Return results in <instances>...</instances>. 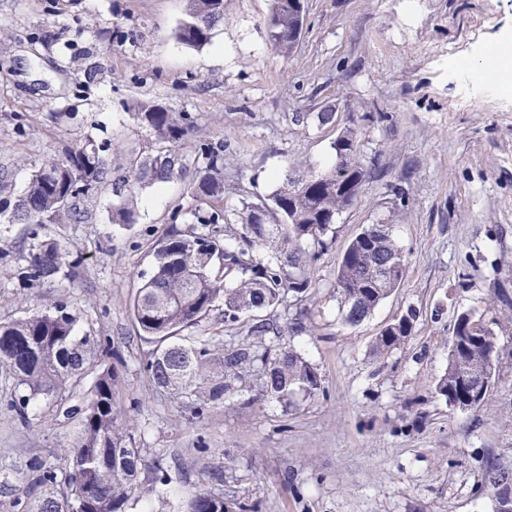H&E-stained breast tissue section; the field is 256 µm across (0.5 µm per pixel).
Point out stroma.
<instances>
[{"label":"stroma","instance_id":"obj_1","mask_svg":"<svg viewBox=\"0 0 512 512\" xmlns=\"http://www.w3.org/2000/svg\"><path fill=\"white\" fill-rule=\"evenodd\" d=\"M186 6L0 0V321L59 300L77 312L78 335L111 345L116 406L135 447L168 476L143 480V512H178L216 467L225 501L244 512H493L476 485L483 454L512 467V310L496 304L500 289L512 290V96L476 92L449 70L512 41V0H419L413 11L408 0H306L303 34L287 54L267 39L271 0H225L200 48L176 38ZM143 102L193 121L184 158L200 142L223 143L228 207L270 195L287 174L328 168L342 130L357 129L365 154L377 155L385 180L364 186L311 270L306 332L281 338L323 379V393L298 410L245 387L191 420L143 369L149 346L129 304L173 214L195 205L188 181L139 188L127 226L112 221L111 189L90 193L84 223L44 229L78 259L76 280L15 277L31 227L9 217L31 171L90 137L107 146L111 178L125 176L130 153L153 144L133 116ZM369 112L389 119L365 122ZM389 181L403 184L406 206ZM380 220L393 226L406 275L351 326L336 266L350 239ZM410 306L420 311L412 336L376 352L375 337ZM469 308L498 318L501 360L483 406L459 411L432 392L452 315ZM93 381L39 397L24 419L14 380L0 374V512H12L33 461L62 465L70 424L59 406L77 404Z\"/></svg>","mask_w":512,"mask_h":512}]
</instances>
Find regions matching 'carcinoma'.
Listing matches in <instances>:
<instances>
[{
  "mask_svg": "<svg viewBox=\"0 0 512 512\" xmlns=\"http://www.w3.org/2000/svg\"><path fill=\"white\" fill-rule=\"evenodd\" d=\"M305 12L304 0H273L267 20L270 44L287 53L296 43L293 25ZM224 17V0H188L186 18L177 37L187 46H201ZM155 140L154 149L129 157V177L112 182L119 203L113 205L117 224L136 223L130 206L136 187L167 183L192 171L190 189L196 202L208 207L177 212L172 220L189 225L173 228L155 251L150 275L130 303L138 333L156 343L147 352L143 368L150 382L195 418L207 407L224 403L237 384L251 378L261 395L286 408L323 391L318 368L300 352L276 341L283 332L298 336L306 330L305 315L290 314L288 300L303 301L315 287L311 270L336 242V220L352 207L365 183L375 178L378 164L363 154L358 131L347 129L333 142L330 168L301 178H288L281 187L256 201L224 208V144L201 143L187 164L176 148L194 132L192 121L157 105L145 103L136 112ZM108 164L102 149L88 138L61 156L45 159L29 176L17 200L16 220L42 227L59 222L65 213L79 224L85 219L80 200L107 181ZM235 224L239 230L226 238L216 225ZM263 250L259 261L254 252ZM78 263L70 259L65 242L32 233V243L20 275L44 283L62 271L77 276ZM403 251L392 238L391 225L362 228L346 245L336 266L334 288L343 298V320L362 322L399 288L405 272ZM222 309L224 322L236 324L254 311H282L284 324L256 319L247 338L230 349L179 336ZM420 311L408 307L381 330L375 350L388 352L411 336ZM481 323L472 335L470 324ZM77 316L60 302L27 318L0 322V371L9 373L20 392L19 412L30 402L48 396L69 380L92 369L99 341L76 335ZM475 311H458L448 338V366L437 380L435 396L459 410H476L485 398H476L481 374L495 380L500 362L495 325ZM119 375L111 367L98 371L84 405L66 409L74 422V437L64 457L65 468L35 462L22 512H130L138 503L142 470L148 468L141 450L119 419L116 393ZM512 484V469L491 457L483 461L477 492L498 499L500 484ZM180 512H232L224 496L205 489L188 497Z\"/></svg>",
  "mask_w": 512,
  "mask_h": 512,
  "instance_id": "1",
  "label": "carcinoma"
}]
</instances>
